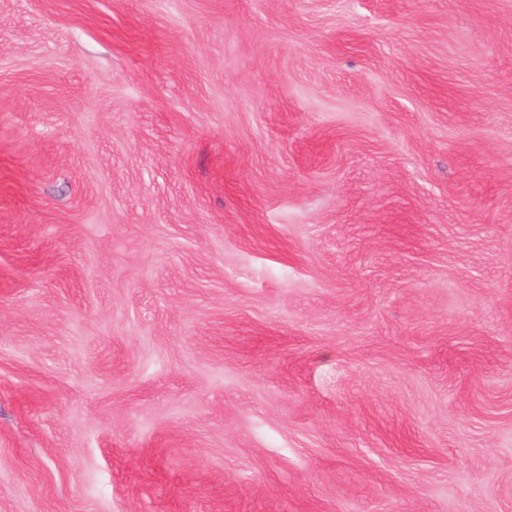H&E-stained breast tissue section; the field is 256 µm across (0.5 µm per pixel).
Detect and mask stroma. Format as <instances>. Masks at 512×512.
<instances>
[{"instance_id": "35a3bbf8", "label": "stroma", "mask_w": 512, "mask_h": 512, "mask_svg": "<svg viewBox=\"0 0 512 512\" xmlns=\"http://www.w3.org/2000/svg\"><path fill=\"white\" fill-rule=\"evenodd\" d=\"M0 512H512V0H0Z\"/></svg>"}]
</instances>
